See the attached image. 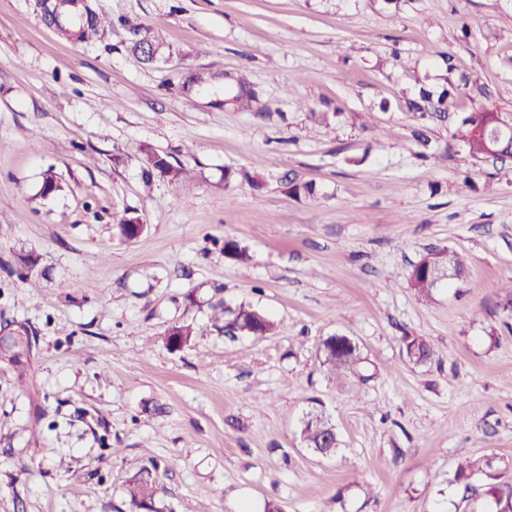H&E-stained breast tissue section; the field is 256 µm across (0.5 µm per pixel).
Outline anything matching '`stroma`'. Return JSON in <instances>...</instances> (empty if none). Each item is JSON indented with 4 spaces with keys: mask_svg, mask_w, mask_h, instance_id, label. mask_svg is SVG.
Returning <instances> with one entry per match:
<instances>
[{
    "mask_svg": "<svg viewBox=\"0 0 512 512\" xmlns=\"http://www.w3.org/2000/svg\"><path fill=\"white\" fill-rule=\"evenodd\" d=\"M42 2L0 0V512H133L145 468L159 512H493L454 473L512 465V161L456 131L512 116V0H88L84 41ZM240 77L254 100L225 103ZM423 90L445 111H410ZM145 145L192 180L145 177ZM440 248L466 278L419 299ZM243 304L275 331H220ZM336 333L362 351L341 381ZM313 409L334 457L300 442ZM85 11V22H84V13H78L75 11L64 10L59 11L56 15H52V22L61 30L67 32L71 28L79 27V37L85 38L88 37V32L91 34L97 35L102 30L104 33V27L107 24V21L104 17H99L96 11L90 6H84ZM85 25L87 29L85 28ZM432 272H428L425 268L416 269L413 265L412 270L410 272L409 281L412 288L415 289V292L418 296L423 298H431L434 289L437 287L440 280L438 277ZM323 361L327 373L336 380H342L360 362L358 345L341 343L340 337L329 336L323 342ZM406 357L413 364H424L431 360L433 350L431 345L419 337L406 336L403 338ZM125 491L133 507L155 512L153 505L165 489L146 470L129 479Z\"/></svg>",
    "mask_w": 512,
    "mask_h": 512,
    "instance_id": "stroma-1",
    "label": "stroma"
}]
</instances>
